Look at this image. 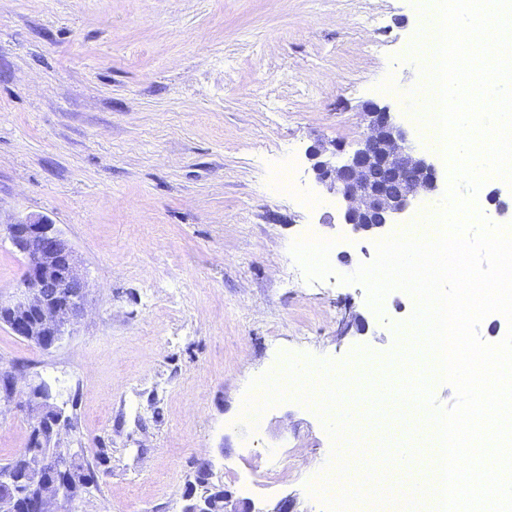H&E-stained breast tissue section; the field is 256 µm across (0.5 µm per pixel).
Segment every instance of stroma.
I'll return each instance as SVG.
<instances>
[{
  "instance_id": "obj_1",
  "label": "stroma",
  "mask_w": 512,
  "mask_h": 512,
  "mask_svg": "<svg viewBox=\"0 0 512 512\" xmlns=\"http://www.w3.org/2000/svg\"><path fill=\"white\" fill-rule=\"evenodd\" d=\"M425 0H0V293L24 260L6 226L47 217L89 284L85 317L43 350L0 324V465L31 443L21 408L50 388L68 418L60 446L95 475L69 512H182L188 492L232 491L272 512H327L310 494L331 461L322 418L288 398L253 432L251 382L311 355L382 362L414 310L402 290L382 313L362 285L373 240L341 223L306 153L355 146L360 113L404 95ZM315 196L319 207L301 206ZM333 240V276L308 280L290 253ZM366 331L345 329L350 312ZM208 463L207 485L197 471ZM284 471L269 486V470Z\"/></svg>"
}]
</instances>
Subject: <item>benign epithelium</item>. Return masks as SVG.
Wrapping results in <instances>:
<instances>
[{
  "instance_id": "obj_1",
  "label": "benign epithelium",
  "mask_w": 512,
  "mask_h": 512,
  "mask_svg": "<svg viewBox=\"0 0 512 512\" xmlns=\"http://www.w3.org/2000/svg\"><path fill=\"white\" fill-rule=\"evenodd\" d=\"M366 132L351 154L335 142L316 143L307 158L316 181L342 203L343 223L353 234L379 236L415 201L439 189L433 158L418 151L409 132L390 106L368 103L364 111ZM15 248L24 257V273L8 299H0V323L15 335L49 349L70 335L86 312L88 284L79 270L69 243L44 217H26L6 227ZM36 413L33 443L24 450L27 483L17 488L27 512H61L80 498L87 487L60 486L80 454L78 448H61L46 456L40 443L58 436L61 415L42 402L27 407ZM183 512H257L254 505L226 489L212 488L196 498L187 495Z\"/></svg>"
}]
</instances>
